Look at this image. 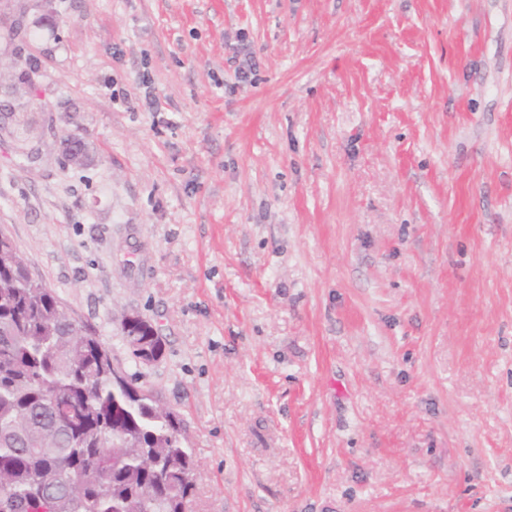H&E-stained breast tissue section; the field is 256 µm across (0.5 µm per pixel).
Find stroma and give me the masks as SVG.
Instances as JSON below:
<instances>
[{"instance_id":"obj_1","label":"stroma","mask_w":512,"mask_h":512,"mask_svg":"<svg viewBox=\"0 0 512 512\" xmlns=\"http://www.w3.org/2000/svg\"><path fill=\"white\" fill-rule=\"evenodd\" d=\"M0 12V233L180 414L189 512H512V0ZM122 334L135 358H137L136 348L131 346L134 343L140 344L141 347H146L152 354L151 356L147 350L141 352L140 358L143 362L151 363L154 362V359L158 360L162 357L164 352L163 340L159 336L157 329L144 318L138 315L130 316L124 323Z\"/></svg>"}]
</instances>
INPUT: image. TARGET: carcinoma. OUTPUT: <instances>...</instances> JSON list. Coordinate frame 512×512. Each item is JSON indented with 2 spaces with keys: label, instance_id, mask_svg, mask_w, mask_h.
I'll use <instances>...</instances> for the list:
<instances>
[{
  "label": "carcinoma",
  "instance_id": "obj_1",
  "mask_svg": "<svg viewBox=\"0 0 512 512\" xmlns=\"http://www.w3.org/2000/svg\"><path fill=\"white\" fill-rule=\"evenodd\" d=\"M122 334L162 357L144 318ZM182 431L112 377L105 343L0 238V512H186L195 461Z\"/></svg>",
  "mask_w": 512,
  "mask_h": 512
}]
</instances>
